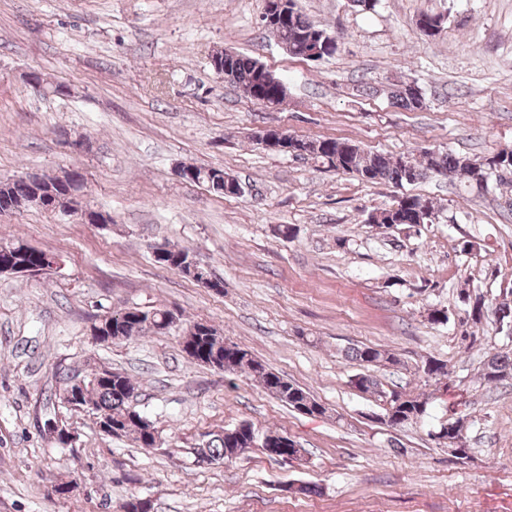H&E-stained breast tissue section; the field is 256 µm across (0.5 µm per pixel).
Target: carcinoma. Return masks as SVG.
<instances>
[{
    "label": "carcinoma",
    "mask_w": 512,
    "mask_h": 512,
    "mask_svg": "<svg viewBox=\"0 0 512 512\" xmlns=\"http://www.w3.org/2000/svg\"><path fill=\"white\" fill-rule=\"evenodd\" d=\"M286 17L283 20L269 22L262 19L265 28L279 43L288 47V54L309 59L315 55L325 58L336 53L337 41L324 28L308 19L298 8V0H286ZM230 84L243 89L253 101L278 103L283 96L278 94L277 85L266 86L259 81L262 64L249 56L234 52L230 55ZM391 98L402 107L410 110L421 109L425 98L420 89H407L395 84L390 90ZM299 149L305 157L323 167L352 174L368 183L388 182L395 185L412 184L436 174L459 179L464 186L488 191L506 181L501 176L512 171V149L501 150L484 160H474L451 152H426L418 157L404 154L399 157L369 153L357 144L342 138L298 139ZM192 172L193 182L204 183L214 191L232 196L235 194V177L219 168H205L195 165L185 166ZM83 186V176L79 171H71L65 180L57 182L53 177L30 186L23 179L0 181V213L13 212L21 207L31 206L32 199L39 198V208L46 211L71 208L73 199ZM435 206L429 199L418 196H405L388 208L378 209L369 214L367 223L389 228L399 224H425L430 221ZM470 308L466 309L467 321L472 327L483 325V320L493 317L501 328L512 327V301L505 299L489 308L482 297L467 296ZM168 309L152 308L132 311L121 310L100 317L97 324L100 331L111 341H134L148 334H157L165 327ZM195 322L185 328L183 339L196 344L197 354L190 358L210 367L219 363L227 373L246 374L257 381L262 388L297 411L304 401L313 397L302 387L288 381L270 366L254 357L248 350L228 340L214 326L208 327V333L198 334ZM347 356L368 368H388L400 365V359L392 352L370 346H356L347 351ZM421 372L427 382L436 384L448 378V364L439 359H426ZM481 379L486 386H496L512 379V350L489 353L484 361ZM82 405L94 406L98 418H105L118 425V437H126L141 448L150 447L147 429L154 422L138 410L131 401L136 390L135 383L127 375L105 369L83 376ZM350 384L357 391L368 394L380 405L390 403L395 413L401 415L400 426L418 425L425 422L428 414L429 398L421 394L386 391L371 374H356ZM268 451L263 438L254 426L243 422L233 427L212 433L196 448V453L212 462H231L244 455L251 448Z\"/></svg>",
    "instance_id": "carcinoma-1"
}]
</instances>
